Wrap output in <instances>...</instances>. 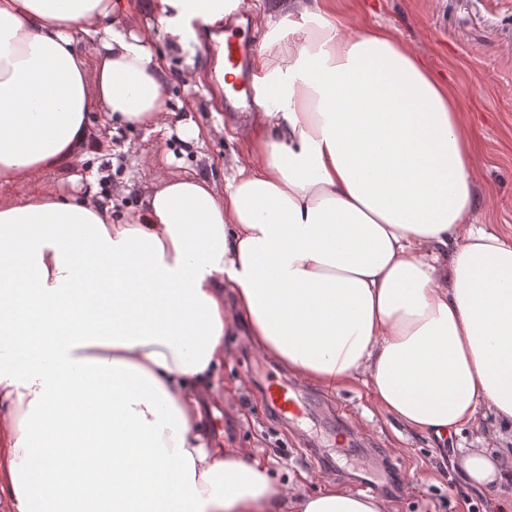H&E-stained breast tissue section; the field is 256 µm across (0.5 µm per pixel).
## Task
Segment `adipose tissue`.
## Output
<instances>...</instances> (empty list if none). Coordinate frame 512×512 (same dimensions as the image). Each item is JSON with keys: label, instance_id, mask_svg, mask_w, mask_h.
Instances as JSON below:
<instances>
[{"label": "adipose tissue", "instance_id": "1", "mask_svg": "<svg viewBox=\"0 0 512 512\" xmlns=\"http://www.w3.org/2000/svg\"><path fill=\"white\" fill-rule=\"evenodd\" d=\"M241 0H142L169 48L205 46L224 107ZM337 0H270L250 167L216 192L163 180L118 215L43 189L100 148L90 113L160 130L175 75L128 0H0V443L12 512H388L335 481L276 489L202 431L224 337L446 444L482 409L512 425V241L474 223V151L450 82ZM90 41L92 52L81 49ZM28 184L22 198L9 196ZM85 448L99 456L82 463ZM512 512V448L462 453Z\"/></svg>", "mask_w": 512, "mask_h": 512}]
</instances>
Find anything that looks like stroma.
I'll use <instances>...</instances> for the list:
<instances>
[{"instance_id":"35a3bbf8","label":"stroma","mask_w":512,"mask_h":512,"mask_svg":"<svg viewBox=\"0 0 512 512\" xmlns=\"http://www.w3.org/2000/svg\"><path fill=\"white\" fill-rule=\"evenodd\" d=\"M358 13L344 16L349 30L381 26L422 58L437 76L450 79L466 114L478 173L476 223L512 235V0H359ZM133 25L157 48L165 50L179 82L168 89L170 133L158 139L149 129L89 116L103 147L78 155V170L96 169L97 183L80 186L64 173H45L44 186L62 195L82 192L95 197L120 194V206L136 208L158 184L160 174L207 177L216 190L232 166L246 163L250 151L242 130L247 114L210 108V82L191 79L187 56L166 50L146 15ZM192 118L209 131L201 141L185 140L180 119ZM228 354L219 372L224 398L209 410L204 427L221 436L225 447L247 448L268 458L280 483L304 479L308 490L323 478L357 488L376 485L389 499L391 512H489L481 494L465 490L454 461L459 449L494 450L512 445V430L501 427L493 413L483 423L489 430L478 441L470 428L455 435L448 448L425 436L402 430L379 413L365 387L356 382L333 392L292 382L306 416L297 424L274 417L263 386L269 377L288 373L269 356L255 352L243 329L224 338Z\"/></svg>"}]
</instances>
